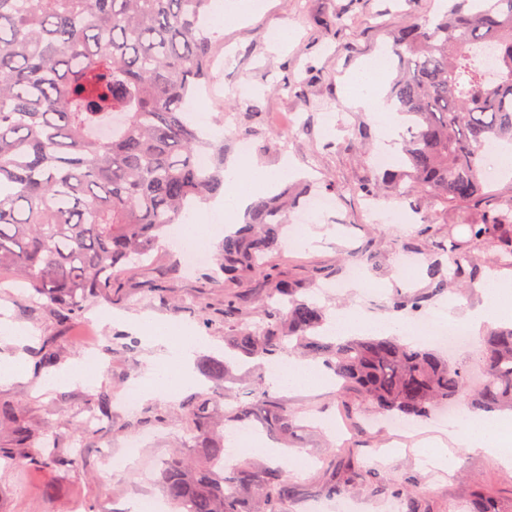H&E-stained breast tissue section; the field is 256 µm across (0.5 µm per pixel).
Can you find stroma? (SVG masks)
Segmentation results:
<instances>
[{
  "instance_id": "1",
  "label": "stroma",
  "mask_w": 512,
  "mask_h": 512,
  "mask_svg": "<svg viewBox=\"0 0 512 512\" xmlns=\"http://www.w3.org/2000/svg\"><path fill=\"white\" fill-rule=\"evenodd\" d=\"M250 12L223 29L207 26L212 58L208 83L216 97L203 111L224 140L225 162L257 163L277 170L291 161L298 178L320 187L336 186V209L316 217L314 240L301 245L287 236L271 256L272 263L289 280L304 284V298L314 297V279L333 282L355 264L362 246H370L379 267L370 280L379 297L370 313L373 321L403 322L413 311H393L399 293L426 288L424 272L404 279L400 246L417 241L419 260L432 259V239L447 235L452 224H465L470 210L452 207L436 213L433 203L403 198L381 188L378 203L386 210L405 213L403 224H379L367 214L361 183L374 177L370 156L384 153L398 157L399 140L383 138L380 121L371 113L346 104L347 77L366 61L390 49L391 37L413 20L430 19L441 0H242ZM287 42H280L281 32ZM248 140V155H240V140ZM430 236L418 237L423 224ZM481 280L468 288H451L438 304L453 305L456 315L483 308L488 303L482 279L494 276L503 287H512V270L493 267L483 251H476ZM214 262L184 271L174 246L162 243L145 266L118 277L110 299L90 297L82 317L65 322L54 306L31 301L17 283H0V319L25 329L21 343H0V362L24 358L29 372L0 386V404L23 416L27 437L14 426L0 423V512H68L77 500L84 512H123L131 498L141 493L160 495L158 484H141L138 472L151 468L158 456L183 446L187 428L175 417V401L160 397L142 399L130 415L112 407L110 419L97 427L82 424L91 414L90 398L99 390L120 395L132 378L144 377L148 351L144 344L126 350L123 335L138 336V318L154 316L183 326L205 337L206 346L196 361L224 355V296L233 294L246 304L250 323L261 320L259 305L269 286L253 276L235 279L230 289L210 277ZM102 347L103 363L92 384L47 386L48 371L36 367L42 352L53 355L56 366L86 359V345ZM334 385L300 388L270 387L273 400L296 414L288 445L274 433L260 430L263 445L275 448L267 457L275 467L283 458L294 466L289 472L297 493L288 512H308L322 501L320 486L331 470H344L348 459H357L365 471L382 478L415 485L425 512H471L479 497L493 495L505 512H512V470L492 456L472 448L448 450L447 466H437L418 447L394 448L383 416L362 408L356 401H341ZM153 433L138 467L111 470L104 449L120 450L131 433ZM48 449L53 465L33 463L31 456ZM80 467H69L71 457Z\"/></svg>"
}]
</instances>
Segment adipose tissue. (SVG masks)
Listing matches in <instances>:
<instances>
[{
  "label": "adipose tissue",
  "mask_w": 512,
  "mask_h": 512,
  "mask_svg": "<svg viewBox=\"0 0 512 512\" xmlns=\"http://www.w3.org/2000/svg\"><path fill=\"white\" fill-rule=\"evenodd\" d=\"M383 83V69L376 62L365 63L348 82V103L354 109L383 118V132L391 136L396 133L397 124L389 116L391 107L384 98ZM294 171V165L289 162L273 172L255 166L228 165L224 171L222 207L229 222L240 223L252 199L254 186H274ZM486 288L491 303L484 309L466 315L465 321L471 328L512 319V294L500 288L492 279L488 280ZM202 346V341L197 339L168 344L166 353L153 360V367L145 380V393L175 398L184 390L194 387L191 365L196 351ZM448 441L481 449L494 457L502 467L512 470V414L494 412L476 419H463L458 427L448 430L446 441H434L429 447L428 452L434 461L445 462L444 444Z\"/></svg>",
  "instance_id": "ef3b65f1"
}]
</instances>
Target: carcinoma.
<instances>
[{
	"label": "carcinoma",
	"mask_w": 512,
	"mask_h": 512,
	"mask_svg": "<svg viewBox=\"0 0 512 512\" xmlns=\"http://www.w3.org/2000/svg\"><path fill=\"white\" fill-rule=\"evenodd\" d=\"M433 21H417L393 40L398 75L388 102L404 118V169L389 170L394 191L443 206L476 210L467 238L435 244L448 267L429 265V291L395 298L419 311L429 297L478 278L473 250L512 267V187L484 201V149L512 148V0H446ZM210 0H0V280L77 318L82 302L107 295L112 279L143 263L166 229L191 207L224 191V143L205 137L184 116L187 99L207 79L210 41L201 18ZM496 61L485 68L479 50ZM209 164L198 163L200 154ZM300 198H259L244 224L224 236L220 266L229 278L257 276L270 285L263 320L244 321L237 297L224 295V346L273 363L301 350L321 360L339 395L401 420L426 419L463 400L478 409H512V325L486 336L484 379L469 388L467 371L438 352L395 336L324 340V310L301 298L299 284L269 263L288 205ZM202 372L215 383L226 361ZM251 401L283 438L294 414L273 402L264 377ZM213 396L180 404L197 459L171 453L160 484L178 512H287L295 490L285 466L245 458L226 471L224 434L214 430ZM368 482L380 496L416 512L414 489L382 483L355 467L331 472L321 491L338 496Z\"/></svg>",
	"instance_id": "1"
}]
</instances>
